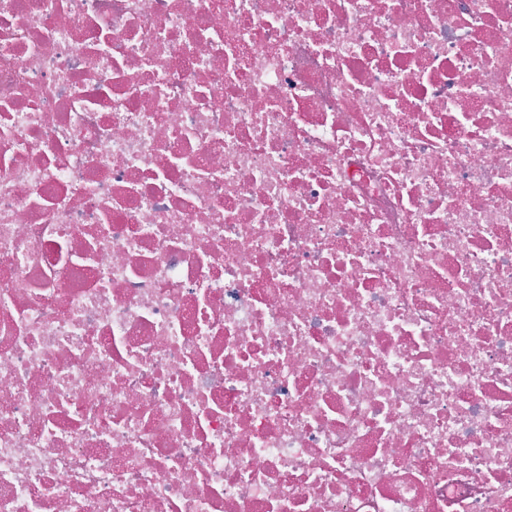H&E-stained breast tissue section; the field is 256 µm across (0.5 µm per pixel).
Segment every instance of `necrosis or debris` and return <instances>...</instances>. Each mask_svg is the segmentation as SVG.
<instances>
[{
	"instance_id": "4bbe7bcc",
	"label": "necrosis or debris",
	"mask_w": 512,
	"mask_h": 512,
	"mask_svg": "<svg viewBox=\"0 0 512 512\" xmlns=\"http://www.w3.org/2000/svg\"><path fill=\"white\" fill-rule=\"evenodd\" d=\"M0 512H512V0H0Z\"/></svg>"
}]
</instances>
